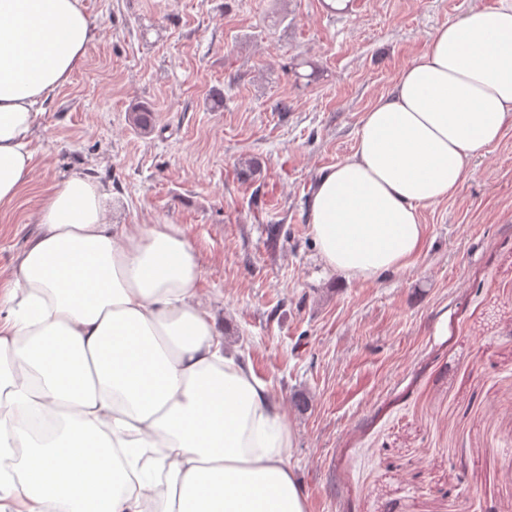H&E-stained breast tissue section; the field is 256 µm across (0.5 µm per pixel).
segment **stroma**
Instances as JSON below:
<instances>
[{
  "label": "stroma",
  "instance_id": "stroma-1",
  "mask_svg": "<svg viewBox=\"0 0 512 512\" xmlns=\"http://www.w3.org/2000/svg\"><path fill=\"white\" fill-rule=\"evenodd\" d=\"M84 2L98 36L0 210V283L46 190L84 172L113 223L183 229L225 346L287 415L308 512H512V127L421 210L408 269L347 280L308 224L364 112L438 28L497 0Z\"/></svg>",
  "mask_w": 512,
  "mask_h": 512
}]
</instances>
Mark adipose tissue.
<instances>
[{"mask_svg":"<svg viewBox=\"0 0 512 512\" xmlns=\"http://www.w3.org/2000/svg\"><path fill=\"white\" fill-rule=\"evenodd\" d=\"M97 38L83 0H0V208L35 166L42 105ZM512 126V0L442 27L365 112L354 153L309 201L326 267L412 266L422 208L450 199ZM0 288V512H307L294 434L265 382L225 353L176 224L113 223L74 173ZM59 421L48 438L17 416Z\"/></svg>","mask_w":512,"mask_h":512,"instance_id":"ef3b65f1","label":"adipose tissue"}]
</instances>
